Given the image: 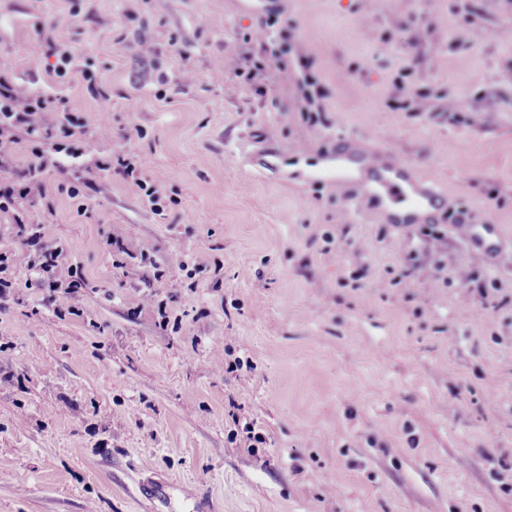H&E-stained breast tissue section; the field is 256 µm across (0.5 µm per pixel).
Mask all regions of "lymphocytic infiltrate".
Returning a JSON list of instances; mask_svg holds the SVG:
<instances>
[{
    "label": "lymphocytic infiltrate",
    "mask_w": 512,
    "mask_h": 512,
    "mask_svg": "<svg viewBox=\"0 0 512 512\" xmlns=\"http://www.w3.org/2000/svg\"><path fill=\"white\" fill-rule=\"evenodd\" d=\"M97 129V134H106L110 126L103 120ZM97 134H90L87 119L74 113L64 100L36 96L21 85L0 81V215H10L17 236L38 251L37 261L28 265L33 277L26 280V287L48 285L62 308L68 307L86 280L81 267L69 262L62 249L42 244L40 233L33 230V209L40 206L53 212L58 193L81 198L83 188L95 182L99 171L111 169L132 178L152 207H159L164 200L161 185L142 177L140 168L121 155L102 163L100 170L88 171L82 183L49 188L43 175L55 165L56 153L64 147L76 159L93 153ZM21 139L27 144L28 162L18 169L13 164L14 147Z\"/></svg>",
    "instance_id": "obj_1"
}]
</instances>
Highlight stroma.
<instances>
[{
    "instance_id": "stroma-1",
    "label": "stroma",
    "mask_w": 512,
    "mask_h": 512,
    "mask_svg": "<svg viewBox=\"0 0 512 512\" xmlns=\"http://www.w3.org/2000/svg\"><path fill=\"white\" fill-rule=\"evenodd\" d=\"M272 5L316 116L296 63L263 96L233 74ZM70 7L0 0V73L112 128L47 183L125 154L173 202L154 212L114 171L56 195L43 232L83 268L76 314L8 270L0 512H512V252L490 266L450 228L512 238V0H84L76 26ZM40 22L72 48L66 77L31 63ZM365 135L438 181L449 214L406 238L300 170Z\"/></svg>"
}]
</instances>
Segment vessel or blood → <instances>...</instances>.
Listing matches in <instances>:
<instances>
[{
	"label": "vessel or blood",
	"mask_w": 512,
	"mask_h": 512,
	"mask_svg": "<svg viewBox=\"0 0 512 512\" xmlns=\"http://www.w3.org/2000/svg\"><path fill=\"white\" fill-rule=\"evenodd\" d=\"M333 164L322 171V178L333 183L344 195L348 213L360 210L361 198H369L383 207L403 205L413 210L412 219L397 220L399 232L409 233L412 224H427L448 207V192L436 180L422 176L410 163L385 150L369 138H338ZM355 167L367 182L362 197L350 189L347 167ZM456 231L469 247L482 249L491 263H498L504 248L493 224H456Z\"/></svg>",
	"instance_id": "vessel-or-blood-1"
}]
</instances>
